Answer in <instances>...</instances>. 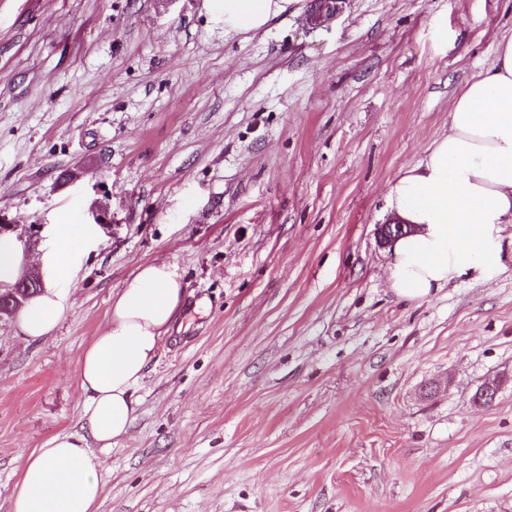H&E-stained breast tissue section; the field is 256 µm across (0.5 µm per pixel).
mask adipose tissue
<instances>
[{
  "mask_svg": "<svg viewBox=\"0 0 512 512\" xmlns=\"http://www.w3.org/2000/svg\"><path fill=\"white\" fill-rule=\"evenodd\" d=\"M290 2L224 0V25L259 29ZM449 117L447 134L398 176L386 196L392 218L412 227L392 245L391 288L408 301L426 300L497 263L499 232L512 224V38L498 44L493 65L466 85ZM93 237L87 224L53 225L40 258L46 285L22 307L21 334L37 340L54 330ZM184 295L181 273L167 262L142 265L114 295L104 329L76 363L87 433L56 435L30 453L12 512H94L101 462L88 443L106 448L127 434L135 418L134 392Z\"/></svg>",
  "mask_w": 512,
  "mask_h": 512,
  "instance_id": "1",
  "label": "adipose tissue"
}]
</instances>
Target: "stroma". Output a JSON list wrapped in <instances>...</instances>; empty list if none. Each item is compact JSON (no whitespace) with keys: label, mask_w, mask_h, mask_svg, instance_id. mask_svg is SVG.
Masks as SVG:
<instances>
[{"label":"stroma","mask_w":512,"mask_h":512,"mask_svg":"<svg viewBox=\"0 0 512 512\" xmlns=\"http://www.w3.org/2000/svg\"><path fill=\"white\" fill-rule=\"evenodd\" d=\"M308 5L238 32L215 0H0V233L30 259L96 232L49 336L0 318V512L81 433L76 361L162 260L183 306L128 433L89 445L97 512H512V224L422 302L377 236L512 0ZM347 0H311L310 21L314 25H322L338 17L343 11Z\"/></svg>","instance_id":"stroma-1"}]
</instances>
